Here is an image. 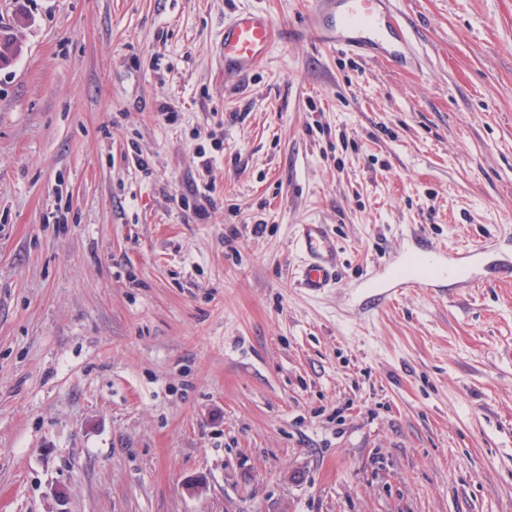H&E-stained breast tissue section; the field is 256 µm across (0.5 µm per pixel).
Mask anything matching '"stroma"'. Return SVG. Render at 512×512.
Wrapping results in <instances>:
<instances>
[{
    "mask_svg": "<svg viewBox=\"0 0 512 512\" xmlns=\"http://www.w3.org/2000/svg\"><path fill=\"white\" fill-rule=\"evenodd\" d=\"M310 8L0 0V512H512V0H396L408 69L310 35L225 87L226 16ZM417 237L494 253L367 305ZM298 246L303 254V264L297 281L310 295L324 294L336 284L338 249L336 238L325 224H301Z\"/></svg>",
    "mask_w": 512,
    "mask_h": 512,
    "instance_id": "1",
    "label": "stroma"
}]
</instances>
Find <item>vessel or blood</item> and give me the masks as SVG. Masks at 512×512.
Masks as SVG:
<instances>
[{
	"mask_svg": "<svg viewBox=\"0 0 512 512\" xmlns=\"http://www.w3.org/2000/svg\"><path fill=\"white\" fill-rule=\"evenodd\" d=\"M393 0H313L311 32L326 46L362 57L404 64L412 47L391 7ZM277 34L271 16L241 10L224 21L222 48L224 77L231 80L255 70ZM298 246L303 264L297 281L308 294L317 296L337 279L336 239L323 224L299 228Z\"/></svg>",
	"mask_w": 512,
	"mask_h": 512,
	"instance_id": "vessel-or-blood-1",
	"label": "vessel or blood"
}]
</instances>
